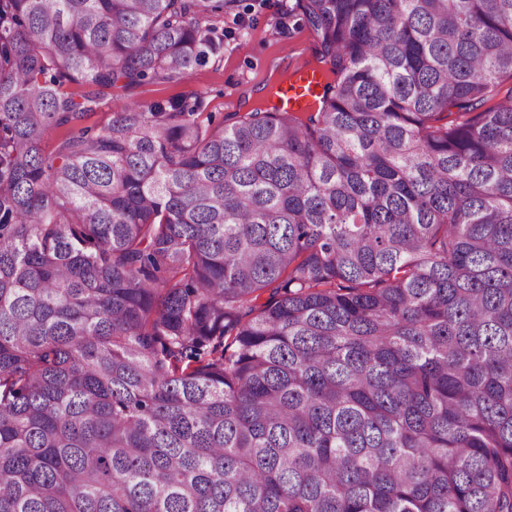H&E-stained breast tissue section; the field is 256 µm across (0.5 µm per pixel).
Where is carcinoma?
Returning a JSON list of instances; mask_svg holds the SVG:
<instances>
[{"instance_id": "obj_1", "label": "carcinoma", "mask_w": 512, "mask_h": 512, "mask_svg": "<svg viewBox=\"0 0 512 512\" xmlns=\"http://www.w3.org/2000/svg\"><path fill=\"white\" fill-rule=\"evenodd\" d=\"M236 7L0 0V512H512V0H296L304 106L79 126Z\"/></svg>"}]
</instances>
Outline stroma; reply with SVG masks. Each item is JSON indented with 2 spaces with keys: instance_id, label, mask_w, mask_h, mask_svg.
<instances>
[{
  "instance_id": "stroma-1",
  "label": "stroma",
  "mask_w": 512,
  "mask_h": 512,
  "mask_svg": "<svg viewBox=\"0 0 512 512\" xmlns=\"http://www.w3.org/2000/svg\"><path fill=\"white\" fill-rule=\"evenodd\" d=\"M295 0H240L235 14L226 16L227 35L219 62L196 66L180 82L155 81L128 91L113 92L84 119L87 127H102L112 114L140 102L168 101L198 91L205 111L217 120H230L240 109L239 93L246 86L266 84L274 63L303 66L314 45L309 29L288 16Z\"/></svg>"
}]
</instances>
